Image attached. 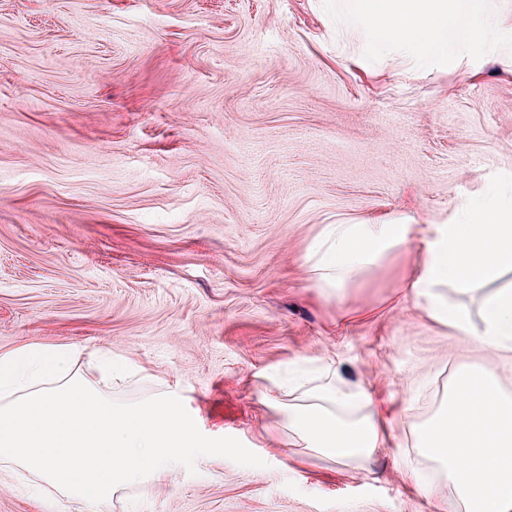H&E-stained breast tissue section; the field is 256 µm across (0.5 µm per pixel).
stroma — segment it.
<instances>
[{"label":"stroma","mask_w":512,"mask_h":512,"mask_svg":"<svg viewBox=\"0 0 512 512\" xmlns=\"http://www.w3.org/2000/svg\"><path fill=\"white\" fill-rule=\"evenodd\" d=\"M512 189V30L456 61L372 51L337 0H0V353L104 347L117 402L181 398L219 456L98 512H445L411 436L372 470L287 445L279 382L333 363L420 425L482 352L402 294L401 255L320 296L326 224H451ZM411 460L415 475L402 468ZM0 512H84L0 461Z\"/></svg>","instance_id":"35a3bbf8"}]
</instances>
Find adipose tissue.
Instances as JSON below:
<instances>
[{
	"label": "adipose tissue",
	"mask_w": 512,
	"mask_h": 512,
	"mask_svg": "<svg viewBox=\"0 0 512 512\" xmlns=\"http://www.w3.org/2000/svg\"><path fill=\"white\" fill-rule=\"evenodd\" d=\"M347 15L378 48L396 45L421 62L450 58L483 36L486 0H345ZM419 272L403 283L427 317L487 355L512 353V192L492 188L464 204L454 224L382 221L327 224L305 255L319 291L357 283L392 254L412 248ZM413 249V248H412ZM481 292L478 310L463 298ZM363 408L355 420L343 409ZM283 428L310 455L342 465L370 464L401 430H411L419 454L445 475L441 485L418 484L426 496L447 495L450 512H512V394L489 368L463 367L442 408L411 426L387 417L361 386L337 374L288 405Z\"/></svg>",
	"instance_id": "1"
}]
</instances>
